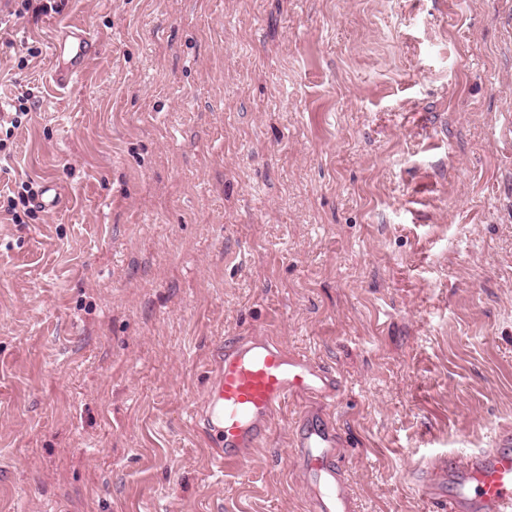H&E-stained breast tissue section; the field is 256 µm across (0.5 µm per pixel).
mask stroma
<instances>
[{
    "label": "stroma",
    "instance_id": "obj_1",
    "mask_svg": "<svg viewBox=\"0 0 512 512\" xmlns=\"http://www.w3.org/2000/svg\"><path fill=\"white\" fill-rule=\"evenodd\" d=\"M101 45L53 84L60 20ZM0 512H310L289 412L239 466L192 408L236 336L333 368L356 512L512 428V0H62L11 17ZM30 93L22 92L20 95L16 96V100L19 103L18 107L13 105L15 108V112H5L2 116L0 113V132L2 133V123L5 125H10L5 129V137L6 139L0 138V153L3 151L4 155L7 153L10 154V149L6 152L8 146L6 141L10 140L14 135L15 129H18L22 124L23 120L28 116L29 112L27 111V106L25 105L29 101ZM15 184H17V192L9 190V193L3 196V203L1 200L2 195H0V212L3 211L5 215L11 217L10 220H12L13 223L18 224L21 220V216L18 212L19 205L23 208H27L37 195V190L34 188V184L31 181L15 182ZM27 210L28 208L25 209V212H27ZM64 201L65 195L62 187L53 181L46 182L36 197L37 205L46 210L60 209Z\"/></svg>",
    "mask_w": 512,
    "mask_h": 512
}]
</instances>
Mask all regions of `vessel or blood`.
<instances>
[{
  "instance_id": "b4317fda",
  "label": "vessel or blood",
  "mask_w": 512,
  "mask_h": 512,
  "mask_svg": "<svg viewBox=\"0 0 512 512\" xmlns=\"http://www.w3.org/2000/svg\"><path fill=\"white\" fill-rule=\"evenodd\" d=\"M98 42L79 24H61L51 42L59 89L79 81ZM60 185L46 182L39 207L60 209ZM217 403L208 412L193 413V422L214 418L220 444L212 450L217 466L241 464L269 436L275 414L288 402L299 403L292 443L312 493L313 512H354L344 490L338 448L340 437L326 415L345 392L339 377L306 356L288 352L274 339L244 336L225 343L216 379ZM420 488L441 502L445 512H512V433L498 445L470 453L464 461L429 460L420 471Z\"/></svg>"
}]
</instances>
